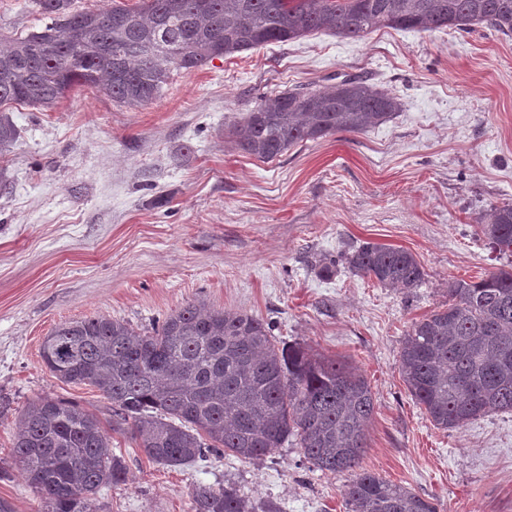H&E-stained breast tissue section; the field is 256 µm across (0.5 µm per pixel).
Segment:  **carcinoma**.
Here are the masks:
<instances>
[{"label": "carcinoma", "instance_id": "1", "mask_svg": "<svg viewBox=\"0 0 512 512\" xmlns=\"http://www.w3.org/2000/svg\"><path fill=\"white\" fill-rule=\"evenodd\" d=\"M74 0H31L46 22L0 52V152L17 139L14 104L50 109L75 86L101 88L120 105L145 104L173 72L288 42L313 32L359 39L381 27L428 32L485 25L512 35V0H141L105 12ZM392 92L360 75L323 91L267 94L226 137L273 161L292 147L337 132L360 133L398 110ZM482 234L512 254V204L491 209ZM384 288H416L424 270L408 251L365 243L348 259ZM45 366L66 383L97 388L110 404L104 424L88 409L52 397L19 415L14 463L41 495L42 512H100L98 494L122 481L126 465L112 434L129 433L152 462L191 465L209 455L256 462L294 440L320 471L349 472L348 512H439L434 499L368 472L374 398L345 364L282 345L270 324L247 312L189 303L139 333L106 316L55 327L41 347ZM411 396L433 424L453 430L512 413V265L477 282L453 280L448 302L413 322L400 351ZM193 512H280L236 489L198 485Z\"/></svg>", "mask_w": 512, "mask_h": 512}]
</instances>
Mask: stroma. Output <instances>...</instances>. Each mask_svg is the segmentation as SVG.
I'll use <instances>...</instances> for the list:
<instances>
[{
  "label": "stroma",
  "mask_w": 512,
  "mask_h": 512,
  "mask_svg": "<svg viewBox=\"0 0 512 512\" xmlns=\"http://www.w3.org/2000/svg\"><path fill=\"white\" fill-rule=\"evenodd\" d=\"M364 75L400 102L362 133L301 143L264 163L227 127L260 95ZM0 153V500L42 501L13 466L19 412L49 395L111 411L90 385L44 365L59 324L99 315L140 332L190 302L247 311L278 341L345 363L375 409L363 470L433 497L440 512H512V413L436 428L409 393L399 352L412 323L448 300V283L507 264L480 231L512 203V36L381 28L358 41L318 33L173 74L160 96L121 106L75 87L50 109L16 105ZM410 251L425 277L385 288L351 273L365 243ZM336 260L332 277L316 264ZM124 483L102 512H193L197 484L232 487L282 512H347L350 473L310 469L287 443L264 460L210 457L170 468L113 434Z\"/></svg>",
  "instance_id": "obj_1"
}]
</instances>
